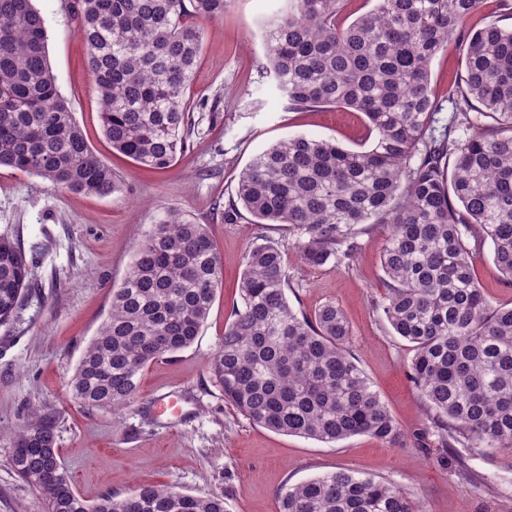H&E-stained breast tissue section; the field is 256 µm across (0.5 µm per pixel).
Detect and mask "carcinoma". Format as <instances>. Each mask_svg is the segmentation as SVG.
I'll return each instance as SVG.
<instances>
[{"label": "carcinoma", "instance_id": "1", "mask_svg": "<svg viewBox=\"0 0 512 512\" xmlns=\"http://www.w3.org/2000/svg\"><path fill=\"white\" fill-rule=\"evenodd\" d=\"M227 0H75L78 35L112 149L155 170L171 168L194 130L190 101L205 32ZM348 0H289L266 33L269 75L296 110L361 112L366 149L294 135L255 155L236 197L256 224H286L311 266L350 259L355 226L386 224L380 304L414 352L409 378L433 413L442 447L465 441L512 448V307L478 284L474 253L493 245L512 278V28L468 27L482 0H374L352 22ZM458 39L454 110L439 136L432 60ZM45 21L33 0H0V168L50 186L109 196L120 181L89 145L60 93ZM465 135H459V131ZM239 208V209H241ZM233 207L226 218H238ZM31 271L0 237V326ZM206 224L169 207L112 289L107 319L69 381L71 399L107 411L134 402L151 362L194 343L221 283ZM288 267L272 242L244 257L241 306L209 363L224 400L250 422L324 443L400 429L349 354V323L328 302L312 314L288 302ZM59 416L35 408L12 433L11 465L46 512H224V498L142 484L93 505L79 495L57 445ZM280 512H417L401 488L338 469L288 487Z\"/></svg>", "mask_w": 512, "mask_h": 512}]
</instances>
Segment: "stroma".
Returning a JSON list of instances; mask_svg holds the SVG:
<instances>
[{
	"mask_svg": "<svg viewBox=\"0 0 512 512\" xmlns=\"http://www.w3.org/2000/svg\"><path fill=\"white\" fill-rule=\"evenodd\" d=\"M287 0H228L221 18L206 22L208 37L195 74L196 106L189 150L169 170L136 165L113 151L101 129L86 48L69 0H34L48 31L56 83L98 156L116 172L121 192L99 197L57 190L41 178L0 169V235L24 251L32 274L13 319L0 326V512H44L36 490L10 466L8 431L32 407L59 414L58 451L88 501L126 495L139 484L168 485L195 495H220L225 512H278L288 487L339 469L400 486L419 512H512V448L465 449L470 475L459 474L440 448L433 415L409 379L413 353L396 336L379 305L381 256L388 229L362 224L349 263L305 264L284 224L225 220L240 172L270 145L294 135L368 146L363 114L344 108L290 110L265 74L263 31ZM462 57L457 42L431 64V86L448 121V89ZM209 225L223 278L195 342L143 371L137 399L115 412L72 402L68 381L107 318L112 290L166 208ZM271 241L283 252L295 309L314 312L333 300L352 328L355 362L401 429L385 443L359 435L335 443L283 435L260 426L224 401L208 361L231 310L241 302L244 255ZM477 280L494 304L512 306V280L483 242L474 261ZM177 399L181 416L158 414L155 396Z\"/></svg>",
	"mask_w": 512,
	"mask_h": 512,
	"instance_id": "obj_1",
	"label": "stroma"
}]
</instances>
